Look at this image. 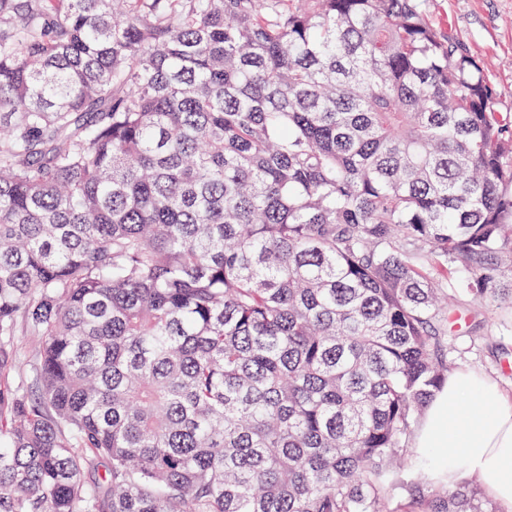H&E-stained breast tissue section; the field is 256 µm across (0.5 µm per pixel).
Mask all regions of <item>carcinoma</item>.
Returning a JSON list of instances; mask_svg holds the SVG:
<instances>
[{
  "label": "carcinoma",
  "instance_id": "carcinoma-1",
  "mask_svg": "<svg viewBox=\"0 0 512 512\" xmlns=\"http://www.w3.org/2000/svg\"><path fill=\"white\" fill-rule=\"evenodd\" d=\"M459 297L512 111L424 0H0V512H495L397 480Z\"/></svg>",
  "mask_w": 512,
  "mask_h": 512
}]
</instances>
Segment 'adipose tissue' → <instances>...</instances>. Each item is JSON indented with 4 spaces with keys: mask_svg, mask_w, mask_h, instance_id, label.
Returning <instances> with one entry per match:
<instances>
[{
    "mask_svg": "<svg viewBox=\"0 0 512 512\" xmlns=\"http://www.w3.org/2000/svg\"><path fill=\"white\" fill-rule=\"evenodd\" d=\"M416 455L437 456L435 482H456L461 471L482 474L486 492L512 512V396L493 380L459 371L429 403L414 440Z\"/></svg>",
    "mask_w": 512,
    "mask_h": 512,
    "instance_id": "1",
    "label": "adipose tissue"
}]
</instances>
